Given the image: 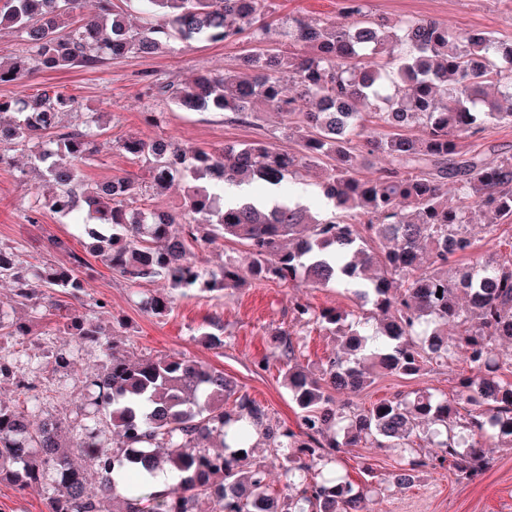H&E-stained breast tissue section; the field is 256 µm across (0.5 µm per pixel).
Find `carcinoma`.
<instances>
[{"label": "carcinoma", "mask_w": 512, "mask_h": 512, "mask_svg": "<svg viewBox=\"0 0 512 512\" xmlns=\"http://www.w3.org/2000/svg\"><path fill=\"white\" fill-rule=\"evenodd\" d=\"M82 2L0 0V27L22 31L34 70L94 68L174 40L234 43L249 32L257 46L235 68L151 92L234 121L273 110L300 151L253 142L226 145L216 157L131 137L119 148L148 159V185L118 177L88 190L76 162L97 152L96 141L87 130L60 127L75 98L46 87L1 99L0 143L41 140L35 160L58 187L47 207L62 217L85 214L81 224L99 260L133 284L161 278L207 291L249 279L335 285L372 303L375 325L292 303V326L316 325L336 340V353L314 373L294 363L295 333L278 332L280 368L298 409L295 430L272 421L222 369L179 354L133 360L113 343L85 379V422L73 427L69 444L61 420L32 429L24 412L0 406V481L20 490L48 482V512H200L203 501L211 512H370L372 465L363 463L357 484L335 469L337 454L358 445L399 457L389 481L399 490L444 466L459 479H481L491 464L483 445L512 447V381L502 377L497 352L500 340L512 339V253L478 261L455 281L448 261L473 255L479 242L512 226V155L465 148L488 124L512 126V41L435 18L390 24L369 17L366 0H340L352 23L288 17L279 27L285 50L265 44V0H97L87 17ZM24 71L23 59L0 61V83ZM377 126L390 133L377 135ZM414 127L423 135L408 134ZM374 153L388 165L358 176L364 155ZM299 168L315 170L330 215L295 201L302 188L288 178ZM189 176L208 183L188 188L183 217L132 207L143 192ZM226 182L274 186L282 202L227 207ZM475 207L482 224L472 223ZM204 238L234 239L245 250L205 269L193 256ZM0 278L13 283L20 304L76 295L86 284L73 267L28 268L3 248ZM141 305L156 316L170 309L157 296ZM59 329L78 344L100 336L92 319L70 314L59 315ZM461 356L470 374L459 376L452 399L413 391L366 408L334 396L359 393L377 375L418 376ZM104 424L115 434L109 447L100 440ZM255 432L280 452L282 495L271 490L268 465L255 459ZM216 436L220 452L209 447ZM416 438L434 452L418 453ZM74 450L82 469L73 465ZM157 472L171 480L163 493L152 487Z\"/></svg>", "instance_id": "carcinoma-1"}]
</instances>
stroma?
I'll return each mask as SVG.
<instances>
[{
    "label": "stroma",
    "mask_w": 512,
    "mask_h": 512,
    "mask_svg": "<svg viewBox=\"0 0 512 512\" xmlns=\"http://www.w3.org/2000/svg\"><path fill=\"white\" fill-rule=\"evenodd\" d=\"M267 21L280 23L288 16L343 22L339 0H267ZM372 18H437L467 29H487L512 39V0H367ZM251 36L229 44L211 42L173 43L170 49L145 55L131 54L105 61L95 69L70 67L56 71H31L16 82L0 84V99L30 95L51 87L77 97V112L63 116V125L84 127L87 116L103 113L105 132L98 138V151L81 168L85 183L95 184L124 176L142 182L148 178L145 158L120 151V142L131 136L144 140L173 139L209 152L227 144L264 141L273 147L296 150L281 118L273 112L260 120L235 123L223 113L186 112L167 101L153 100L150 84L184 83L202 73H220L234 67L245 50L252 48ZM161 112L159 124L143 120L147 109ZM7 157L0 165V247L12 248L24 266L43 269L73 266L82 260L94 270L84 293L73 297L57 293L54 303L66 312L92 317L112 334L130 357H160L183 353L205 361L234 378L244 391L264 405L273 420L288 427L297 424L296 408L283 383L276 359L277 331L287 328L295 299L315 308L360 311V304L342 288H292L272 282L226 292L204 293L177 290L162 280L129 284L103 265L85 247L77 225L45 208L55 190L34 161L27 147H5ZM64 241V251L48 246L50 239ZM160 296L171 301L165 316L147 314L140 306L142 296ZM0 309L11 319L25 323L29 336L0 345V356L13 375L0 380V403L30 408L32 422L55 416L73 426L80 420L85 396L81 380L100 365L103 352L96 344H76L58 331L44 307L15 303L10 282L0 281ZM218 323L220 345L205 341L210 323ZM69 355L67 367L58 368L49 358ZM463 362L440 366L412 377L382 376L363 392L353 394L354 404L371 406L397 393L434 389L454 394ZM29 389L17 387V380ZM491 469L483 478L468 482L440 469L420 476L415 486L394 490L376 500L374 512H512V450L490 449ZM370 461L378 481H388L397 458L377 448L351 447L341 455L340 468L351 479L360 480L362 461ZM49 488L35 484L16 491L13 484L0 482V512H47Z\"/></svg>",
    "instance_id": "1"
}]
</instances>
